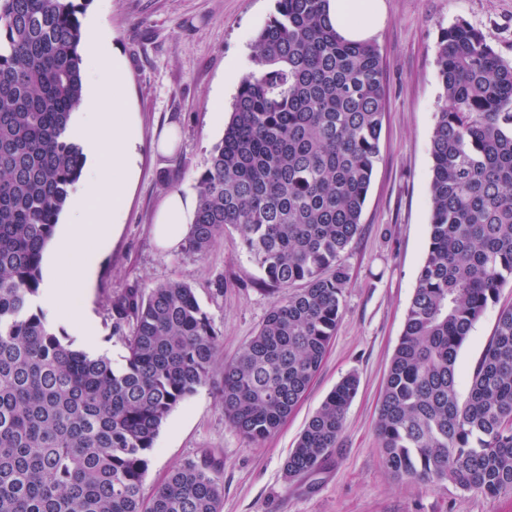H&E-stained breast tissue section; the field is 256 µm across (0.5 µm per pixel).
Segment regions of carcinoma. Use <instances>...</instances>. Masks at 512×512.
Returning <instances> with one entry per match:
<instances>
[{"label":"carcinoma","mask_w":512,"mask_h":512,"mask_svg":"<svg viewBox=\"0 0 512 512\" xmlns=\"http://www.w3.org/2000/svg\"><path fill=\"white\" fill-rule=\"evenodd\" d=\"M83 0H0V512H221L210 461L142 479L168 415L219 381L225 420L259 443L306 393L336 335L379 155L386 83L372 43L336 36L325 0H276L253 44L224 137L196 179L186 250L232 226L277 298L239 355L188 285L112 306L127 356L72 348L33 298L41 260L84 163L67 130L83 95ZM445 102L431 140L430 231L377 423L388 471L512 493V307L503 308L465 399L457 357L512 280V62L460 20L436 47ZM358 379L306 423L285 471L312 474L337 447Z\"/></svg>","instance_id":"1"}]
</instances>
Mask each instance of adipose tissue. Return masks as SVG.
I'll return each instance as SVG.
<instances>
[{"label":"adipose tissue","mask_w":512,"mask_h":512,"mask_svg":"<svg viewBox=\"0 0 512 512\" xmlns=\"http://www.w3.org/2000/svg\"><path fill=\"white\" fill-rule=\"evenodd\" d=\"M328 19L337 34L352 43L372 40L386 21L384 0H327ZM197 208L194 196L172 192L159 208L154 234L160 246L179 245L187 235Z\"/></svg>","instance_id":"obj_1"}]
</instances>
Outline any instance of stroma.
I'll return each instance as SVG.
<instances>
[{"mask_svg":"<svg viewBox=\"0 0 512 512\" xmlns=\"http://www.w3.org/2000/svg\"><path fill=\"white\" fill-rule=\"evenodd\" d=\"M387 22L375 42L387 99L380 155L364 205L361 229L342 261L350 281L341 298L336 334L307 392L280 429L249 442L224 419L214 386L199 387L162 426L143 477L151 492L175 468L203 459L223 466V512H512V493L489 496L392 475L378 445L379 400L416 288L429 238L427 192L431 138L444 99L436 45L442 29L466 20L512 62V0H385ZM275 0H110L98 16L119 44L129 79L139 175L114 237L97 243L99 260L88 304L98 351L113 367L127 350L112 332V302L126 291L146 293L180 281L193 289L220 336L218 361L237 357L274 300L236 230L204 256L184 246L160 248L154 217L173 190L191 193L211 150L224 135L208 108L213 95L232 106L237 85L224 81L227 60L252 67V42L274 12ZM173 127L171 154L156 142ZM512 306V282L475 323L458 352L459 394L494 333L501 308ZM356 374L336 448L310 475L287 478L285 461L311 416L336 384Z\"/></svg>","mask_w":512,"mask_h":512,"instance_id":"1","label":"stroma"}]
</instances>
